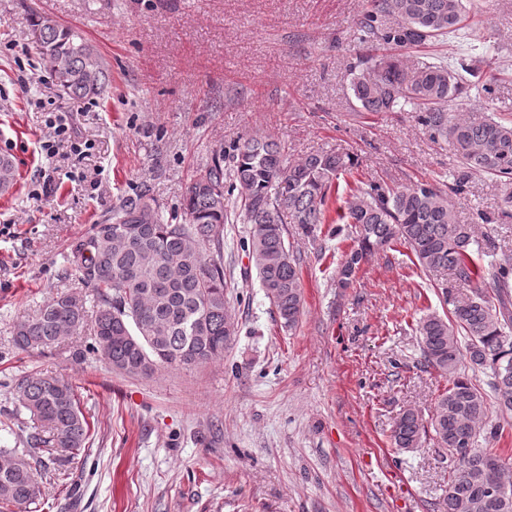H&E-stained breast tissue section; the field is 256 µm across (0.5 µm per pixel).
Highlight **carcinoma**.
Listing matches in <instances>:
<instances>
[{
  "mask_svg": "<svg viewBox=\"0 0 512 512\" xmlns=\"http://www.w3.org/2000/svg\"><path fill=\"white\" fill-rule=\"evenodd\" d=\"M395 24L383 26L379 17ZM42 55L57 83L77 98L99 95L106 85L104 61L75 29L49 16L35 24ZM468 27L464 0H372L359 20L363 43L396 48L421 46ZM363 69L351 83L361 112H395L408 105L433 139L448 142L459 160L444 185L418 182L392 189L367 182L351 189L338 219L354 225L357 244L336 271L337 284L349 287L375 254L400 242L429 272L449 270L470 287L461 298L442 291L450 317L436 313L418 319L421 362L448 377L431 418L414 409L403 412L392 432L393 445L408 452L433 431L453 457L443 499L444 512H512V495L492 499L489 473L509 485L508 465L490 449L478 447L488 414L487 394L459 374L462 359L489 372L488 386L500 410L512 413V262L495 260L484 267L474 252L491 253L489 236L479 241L472 224H459L449 195L461 194L474 173L512 180V124L494 118L471 120L449 112V103L474 89L486 98L492 77L475 63L454 68L440 60L408 66L397 55ZM355 158L316 151L289 162L281 145L263 135H249L230 152H214L186 186L182 209L186 223L166 221L144 195L112 208V221L96 224L73 253L80 280L97 298L94 342L89 351L113 371L129 377L152 374L161 364L193 367L224 359L232 336L224 329L230 315L224 283V223L236 208L250 225L248 247L261 288L285 328L297 325L302 309L301 271L290 254L285 219L317 239L326 223L329 194L336 180L353 169ZM16 181L15 166L0 156V189ZM86 321L82 301L61 295L18 320L14 345L45 349ZM19 407L33 427L20 448H0V512H21L42 498L37 467L49 460L67 467L86 447L88 421L73 386L47 373L24 376L15 387Z\"/></svg>",
  "mask_w": 512,
  "mask_h": 512,
  "instance_id": "carcinoma-1",
  "label": "carcinoma"
}]
</instances>
